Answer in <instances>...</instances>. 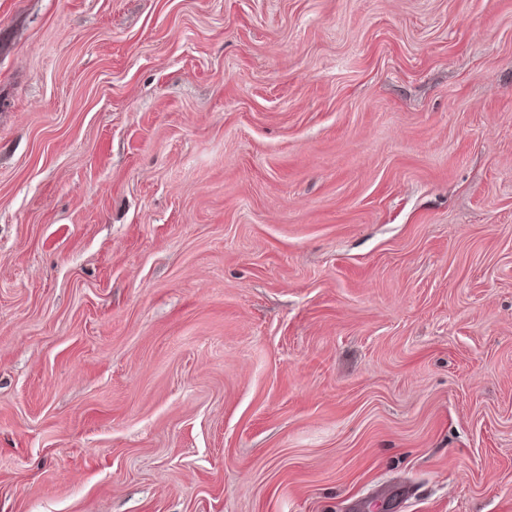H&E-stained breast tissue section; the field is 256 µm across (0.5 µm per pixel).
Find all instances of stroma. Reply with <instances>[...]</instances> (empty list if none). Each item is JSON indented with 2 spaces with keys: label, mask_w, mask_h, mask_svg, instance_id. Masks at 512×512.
<instances>
[{
  "label": "stroma",
  "mask_w": 512,
  "mask_h": 512,
  "mask_svg": "<svg viewBox=\"0 0 512 512\" xmlns=\"http://www.w3.org/2000/svg\"><path fill=\"white\" fill-rule=\"evenodd\" d=\"M512 512V0H0V512Z\"/></svg>",
  "instance_id": "obj_1"
}]
</instances>
